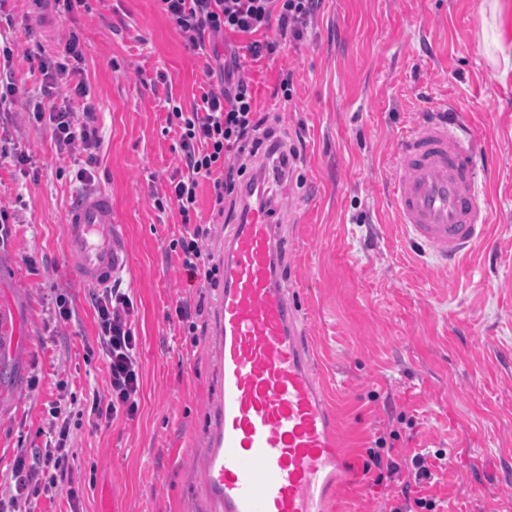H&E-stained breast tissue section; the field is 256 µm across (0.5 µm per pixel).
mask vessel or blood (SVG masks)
<instances>
[{
	"instance_id": "1",
	"label": "vessel or blood",
	"mask_w": 512,
	"mask_h": 512,
	"mask_svg": "<svg viewBox=\"0 0 512 512\" xmlns=\"http://www.w3.org/2000/svg\"><path fill=\"white\" fill-rule=\"evenodd\" d=\"M472 156L470 135L440 118L414 128L395 154L397 216L446 265L487 235ZM64 237L70 274L84 287H108L129 262L112 197L101 189L80 193ZM286 246L268 198L245 193L224 235L218 388L202 460L211 512H329L342 458L313 339L282 284Z\"/></svg>"
}]
</instances>
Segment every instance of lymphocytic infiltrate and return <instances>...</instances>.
<instances>
[{"mask_svg": "<svg viewBox=\"0 0 512 512\" xmlns=\"http://www.w3.org/2000/svg\"><path fill=\"white\" fill-rule=\"evenodd\" d=\"M160 11L183 35L191 50L206 53L208 44L233 35L243 46L232 49L219 61L223 79L203 90L191 111L173 106L170 112L179 129V148L185 175L170 184L167 203L177 209L184 231L176 241L180 260L189 278L206 283L219 280L220 267L203 242L209 234L197 223L201 180L212 183L213 207L220 210L226 199L239 195L248 169L250 151L266 132L267 119L257 110L244 59L258 60L273 55L280 46L302 41L317 14L321 0H156ZM83 53L78 36H70L59 61H39L38 67L52 85L66 87L70 96L84 100L82 114H91L86 99L89 89L80 80ZM34 119H49L58 149L81 145L88 153L80 178L91 179L95 149L101 144L96 127L80 121L70 109L46 110L34 104ZM99 338L108 358L111 390L107 397L93 396L90 413L98 421L110 422L118 414L134 416L138 411L140 357L138 338L130 321L134 311L129 294L120 288H105L95 296ZM55 442L44 453L19 456L12 472L14 489L0 496V512H31L33 499L49 495L58 485L68 487L71 502L79 500V483L70 464L67 443L69 417L62 408L53 412Z\"/></svg>", "mask_w": 512, "mask_h": 512, "instance_id": "lymphocytic-infiltrate-1", "label": "lymphocytic infiltrate"}]
</instances>
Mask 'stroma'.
<instances>
[{"instance_id":"1","label":"stroma","mask_w":512,"mask_h":512,"mask_svg":"<svg viewBox=\"0 0 512 512\" xmlns=\"http://www.w3.org/2000/svg\"><path fill=\"white\" fill-rule=\"evenodd\" d=\"M1 33L16 41L9 66L18 92L0 107V308L20 343L0 355V493L17 456L42 450L51 411L66 396L70 462L80 512L110 493L116 512H200L194 489L217 377L218 288L188 281L171 243L183 226L159 210L184 170L167 103L199 101L206 58L191 53L156 0H87L66 18L0 0ZM512 38V0H322L303 41L246 65L259 111L299 157L269 185L286 239L283 273L310 323L347 476L334 512H512V77L500 75L498 33ZM77 34L101 144L94 181L77 178L82 154L58 151L49 121L27 97L81 111L49 87L24 49L62 53ZM292 70L293 97L277 95ZM467 122L488 202L490 235L440 267L398 224L390 203L399 142L433 114ZM25 163H18V156ZM112 196L130 263L116 277L134 303L141 385L134 417L92 423L82 409L110 386L92 291L69 273L64 225L88 186ZM234 212L199 187L206 250L224 259ZM65 294L70 320L56 321ZM200 305L191 322L176 310ZM395 431L393 458L443 452L432 482L404 485L365 469L374 430Z\"/></svg>"}]
</instances>
